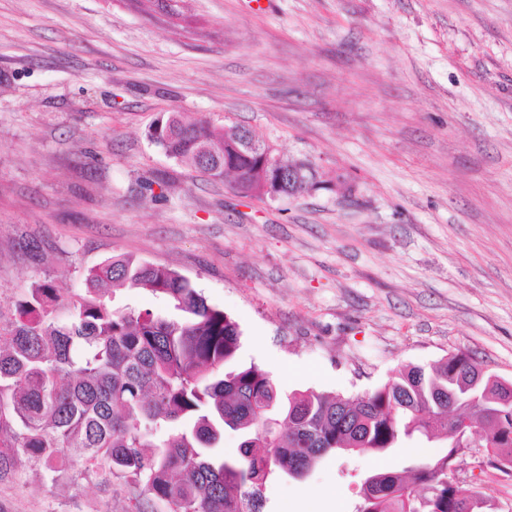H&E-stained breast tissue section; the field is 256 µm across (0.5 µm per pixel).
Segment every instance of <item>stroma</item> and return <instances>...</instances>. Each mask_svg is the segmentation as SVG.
<instances>
[{"instance_id": "1", "label": "stroma", "mask_w": 512, "mask_h": 512, "mask_svg": "<svg viewBox=\"0 0 512 512\" xmlns=\"http://www.w3.org/2000/svg\"><path fill=\"white\" fill-rule=\"evenodd\" d=\"M170 112L245 126L321 186L242 196L150 139ZM116 254L186 276L284 394L457 351L512 382V0H0V307L81 293ZM409 457L326 455L265 512H356L355 476ZM455 465L512 512V471ZM0 512L165 507L30 465Z\"/></svg>"}]
</instances>
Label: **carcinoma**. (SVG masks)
I'll return each mask as SVG.
<instances>
[{
	"mask_svg": "<svg viewBox=\"0 0 512 512\" xmlns=\"http://www.w3.org/2000/svg\"><path fill=\"white\" fill-rule=\"evenodd\" d=\"M237 127L170 113L153 141L206 173L224 169ZM82 294L61 300L52 282L30 288L0 316V479L25 462L55 478L76 462L166 504L168 512H263L269 478H291L325 454L379 453L454 433L465 405L467 432H482L488 464L512 468V403L499 378L459 351L424 368L398 370L356 396L282 395L262 366L237 363L242 332L177 270L115 255L88 268ZM144 292L161 309L117 301ZM237 454L220 448L224 431ZM459 454L376 472L360 484L356 512H485L486 499L448 483Z\"/></svg>",
	"mask_w": 512,
	"mask_h": 512,
	"instance_id": "1",
	"label": "carcinoma"
}]
</instances>
